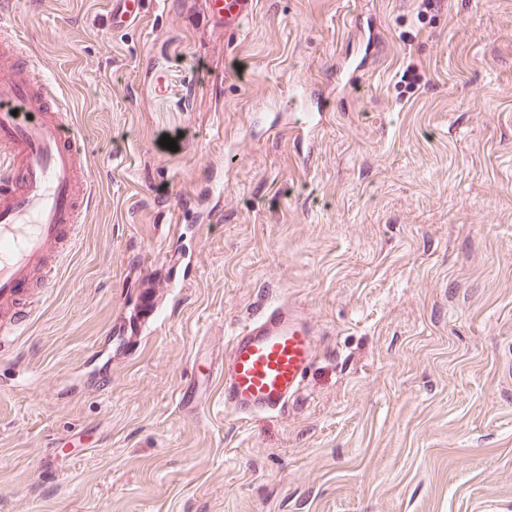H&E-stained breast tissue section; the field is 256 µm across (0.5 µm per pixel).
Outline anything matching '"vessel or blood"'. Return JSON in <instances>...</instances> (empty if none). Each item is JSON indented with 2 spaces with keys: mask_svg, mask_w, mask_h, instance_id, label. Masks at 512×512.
Wrapping results in <instances>:
<instances>
[{
  "mask_svg": "<svg viewBox=\"0 0 512 512\" xmlns=\"http://www.w3.org/2000/svg\"><path fill=\"white\" fill-rule=\"evenodd\" d=\"M116 28L130 26L146 0H117ZM257 0H209L232 34ZM94 195L82 135L28 49L0 32V351L35 315L76 243ZM314 327L288 303L273 302L242 323L218 366L194 381L220 380L224 408L241 420L287 407L316 363Z\"/></svg>",
  "mask_w": 512,
  "mask_h": 512,
  "instance_id": "1",
  "label": "vessel or blood"
}]
</instances>
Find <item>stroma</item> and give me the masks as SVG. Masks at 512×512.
<instances>
[{"label":"stroma","mask_w":512,"mask_h":512,"mask_svg":"<svg viewBox=\"0 0 512 512\" xmlns=\"http://www.w3.org/2000/svg\"><path fill=\"white\" fill-rule=\"evenodd\" d=\"M12 2L95 206L0 353V512H512V0H257L229 38L206 0L120 31ZM279 300L316 331L300 395L184 416L193 359Z\"/></svg>","instance_id":"1"}]
</instances>
